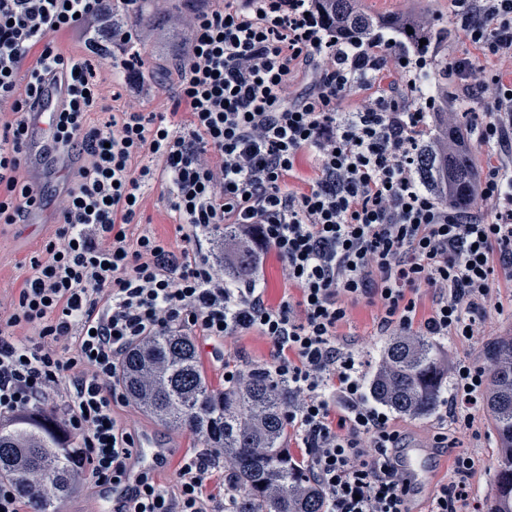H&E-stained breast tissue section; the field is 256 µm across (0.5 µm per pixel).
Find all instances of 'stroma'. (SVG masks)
<instances>
[{"instance_id":"35a3bbf8","label":"stroma","mask_w":512,"mask_h":512,"mask_svg":"<svg viewBox=\"0 0 512 512\" xmlns=\"http://www.w3.org/2000/svg\"><path fill=\"white\" fill-rule=\"evenodd\" d=\"M365 7L371 14L383 18L421 11L427 13L439 26L450 30L447 47L427 55L428 72H436L441 62L479 55L456 23L450 0H365ZM141 54L147 59L146 71L156 85L155 91L142 102L144 111H172L173 93L178 81L177 67L169 63L161 68L154 67L148 60L149 48H142ZM61 181V174L55 172L47 173L43 178L47 196L43 207V223L13 224L0 228V296L6 297L16 292L23 277L20 267L23 259L54 236L58 228V215L53 195ZM492 279L494 290L485 305L486 314L479 335L466 342L456 341L450 336L434 338L433 344L445 363L466 360L487 367L485 352L488 345L500 338L512 336V265L495 262ZM379 318L380 313L376 307L363 300L352 301L348 304L346 320L336 329L340 343L361 357L364 371L369 376L376 371L394 336L393 331L380 329ZM269 350L268 341L255 332L230 338L224 343L225 358L245 373L265 361ZM471 414L470 427L449 426L447 450L443 453L438 452L435 445V437L441 426L439 413L426 417L396 416V424L405 437V447L425 449L428 461L436 463L439 469L434 482L417 483L412 503L414 512H425L431 495L448 479V465L452 455L462 452L475 460V468L468 478L470 498L463 512H488L495 493L493 475L499 448L484 406L475 405ZM125 417L137 432L150 434L157 444L168 451L166 465L154 470L153 475L158 482L171 484L183 456L197 447L196 437L188 429L162 425L133 406L127 407Z\"/></svg>"}]
</instances>
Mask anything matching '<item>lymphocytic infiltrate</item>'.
<instances>
[{
  "label": "lymphocytic infiltrate",
  "mask_w": 512,
  "mask_h": 512,
  "mask_svg": "<svg viewBox=\"0 0 512 512\" xmlns=\"http://www.w3.org/2000/svg\"><path fill=\"white\" fill-rule=\"evenodd\" d=\"M176 29L175 108L185 118L143 111V68L122 57L98 62L60 52L53 32H99L116 47L145 28L113 29L112 0H0V224H20L44 201L22 173L30 113L43 89L61 105L54 140L76 161L59 201L54 238L28 261L18 291L0 298V424L49 405L76 436L85 490L117 484L136 456V433L117 417L126 352L164 333L223 346L253 330L270 343L259 370L295 396L288 428L300 462L321 486L326 512H409L403 436L365 393L361 359L342 349L341 297L363 298L384 329L471 340L484 318L493 258L512 264V168L481 171L475 217L448 208L416 176L415 135L435 107L416 80L423 57L356 37L325 20L330 0H251L244 10L196 0ZM468 41L484 58H512V0H452ZM108 66L130 97L113 111L98 94ZM305 87L289 96L297 70ZM407 73L409 101L367 95L338 108L383 73ZM448 74L467 89L494 84L493 111L467 142L493 147L512 129V84L467 59ZM317 161L306 191L290 189L301 152ZM162 188L175 239L144 227L145 192ZM233 225L240 243L274 252L288 286L269 304L259 281L226 279L217 239ZM434 304L419 318L416 294ZM446 417L469 426L486 386L483 368L450 366ZM218 450L184 456L173 485L144 474L114 512H229L233 485L215 492ZM475 465L452 459L450 479L427 512H460Z\"/></svg>",
  "instance_id": "1"
}]
</instances>
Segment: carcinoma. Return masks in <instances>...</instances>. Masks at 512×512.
<instances>
[{"label":"carcinoma","instance_id":"1","mask_svg":"<svg viewBox=\"0 0 512 512\" xmlns=\"http://www.w3.org/2000/svg\"><path fill=\"white\" fill-rule=\"evenodd\" d=\"M147 8L146 3L125 6L112 14V23L131 31ZM332 11L356 33L373 32L375 17L363 0H334ZM390 28L395 31V47L401 50L424 53L449 38L447 29L425 16L392 23ZM409 28L413 33H407ZM432 85L439 111L431 114L432 138L417 148V175L442 202L467 211L473 206L467 187L478 162L473 150H448V141L463 129L459 117L448 122V66L438 69ZM258 267L256 255L243 251L228 267V276L252 280ZM489 363L485 410L501 452L490 512H512V337L492 345ZM122 371L128 396L145 412L165 425L189 428L207 448L223 450L224 477L238 492L232 512H324L322 489L288 457V386L251 372L241 383L217 389L198 361L194 342L182 334L154 336L132 347L123 358ZM443 374L442 359L432 343L419 336H399L370 381V396L400 414L425 416L442 399ZM79 467L77 449L61 436L51 411L38 409L0 425V474L14 477L31 512H50L65 498Z\"/></svg>","mask_w":512,"mask_h":512}]
</instances>
